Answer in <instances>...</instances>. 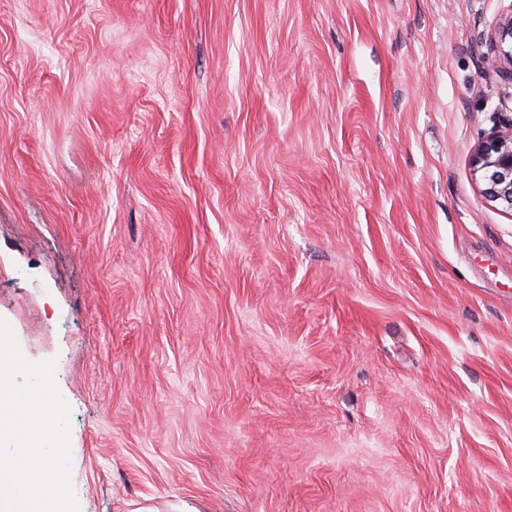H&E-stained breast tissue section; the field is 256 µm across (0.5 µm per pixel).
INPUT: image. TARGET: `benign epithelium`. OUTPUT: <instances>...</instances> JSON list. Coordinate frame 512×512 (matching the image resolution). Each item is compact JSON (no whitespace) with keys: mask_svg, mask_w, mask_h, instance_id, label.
<instances>
[{"mask_svg":"<svg viewBox=\"0 0 512 512\" xmlns=\"http://www.w3.org/2000/svg\"><path fill=\"white\" fill-rule=\"evenodd\" d=\"M485 42L488 70L512 83V11L499 19ZM473 164L485 171V198L512 212V116H503L498 131L478 144Z\"/></svg>","mask_w":512,"mask_h":512,"instance_id":"7a95c632","label":"benign epithelium"}]
</instances>
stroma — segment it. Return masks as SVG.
Returning a JSON list of instances; mask_svg holds the SVG:
<instances>
[{
  "mask_svg": "<svg viewBox=\"0 0 512 512\" xmlns=\"http://www.w3.org/2000/svg\"><path fill=\"white\" fill-rule=\"evenodd\" d=\"M512 0H0V317L79 512H512ZM485 43L489 50L483 59L488 70L499 75L504 81L512 83V9L502 16L494 30L487 35ZM509 46V50L506 47ZM505 61L508 67L505 66ZM473 164L485 171V198L512 214V116L504 115L498 131L478 144Z\"/></svg>",
  "mask_w": 512,
  "mask_h": 512,
  "instance_id": "1",
  "label": "stroma"
}]
</instances>
